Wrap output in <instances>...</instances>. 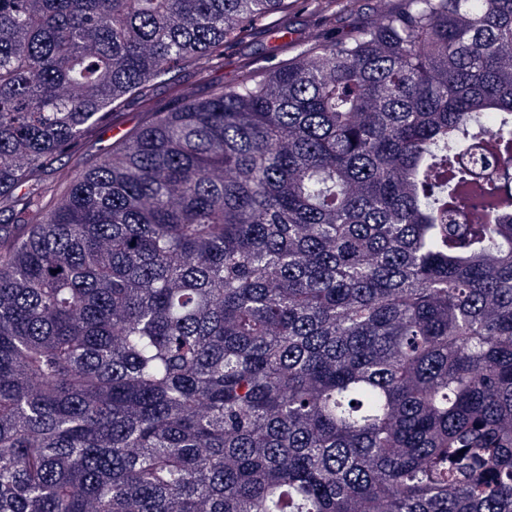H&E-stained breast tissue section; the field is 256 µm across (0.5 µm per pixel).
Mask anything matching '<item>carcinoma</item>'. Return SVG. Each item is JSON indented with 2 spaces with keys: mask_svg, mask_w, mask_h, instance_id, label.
Instances as JSON below:
<instances>
[{
  "mask_svg": "<svg viewBox=\"0 0 512 512\" xmlns=\"http://www.w3.org/2000/svg\"><path fill=\"white\" fill-rule=\"evenodd\" d=\"M288 5L0 0V512H512V0ZM362 8L358 11H342L336 15L331 24L313 17L306 11L292 13L288 17V26L291 34H288V42L294 45L312 44L309 32L313 28H319L323 35L325 30L336 31V35L344 36L353 28L372 22L381 14L394 11L399 8L400 0H361ZM277 17L268 21L269 25L264 30H269L265 33L259 31L255 36L248 41H245L232 50H226L224 54V68L221 67L212 73V80L214 84L224 82V87L230 85L236 78L239 77L240 71L238 69V62L245 57H255L259 61H266L265 58L272 57L275 59L285 58L287 54L283 50L284 39L280 37L281 34L274 31V25ZM283 39V40H282ZM124 112V131L116 135L112 134V132H107L104 139L100 138L96 142L87 143L80 146L72 154L59 157L53 165V169L48 170L44 176L48 179L56 177L55 170L57 168L69 169L73 175L79 173L85 167L96 162L105 151L112 147V143L117 141L123 134L137 129L146 119V113L142 111L136 101L129 102Z\"/></svg>",
  "mask_w": 512,
  "mask_h": 512,
  "instance_id": "1",
  "label": "carcinoma"
}]
</instances>
